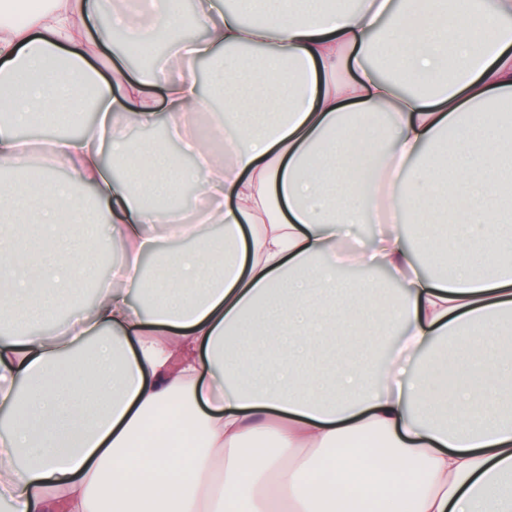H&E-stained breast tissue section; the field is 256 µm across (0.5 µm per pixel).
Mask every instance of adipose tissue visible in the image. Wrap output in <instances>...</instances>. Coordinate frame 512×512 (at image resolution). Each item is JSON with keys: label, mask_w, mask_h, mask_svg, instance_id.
<instances>
[{"label": "adipose tissue", "mask_w": 512, "mask_h": 512, "mask_svg": "<svg viewBox=\"0 0 512 512\" xmlns=\"http://www.w3.org/2000/svg\"><path fill=\"white\" fill-rule=\"evenodd\" d=\"M435 2L402 0L407 26L386 28L388 0H196L189 52L173 42L108 83L78 48L98 0H46L0 34V88H18L0 103V167L16 174L0 186L10 512H512V114L497 108L512 0H465L461 22ZM272 5L282 21L242 23ZM155 12L135 0L94 45L177 26ZM188 57L221 63L223 111ZM89 87L99 122L50 141L68 182L29 186L16 128L66 126ZM129 122L163 127L194 165L128 142ZM185 181L204 204L195 225L175 201ZM383 208L391 228L352 243L349 225ZM92 239L117 258L113 282L67 307L61 289L96 284ZM340 260L395 273V307L378 314ZM63 308L67 329L29 334ZM368 322L401 332L399 348L376 354Z\"/></svg>", "instance_id": "ef3b65f1"}]
</instances>
